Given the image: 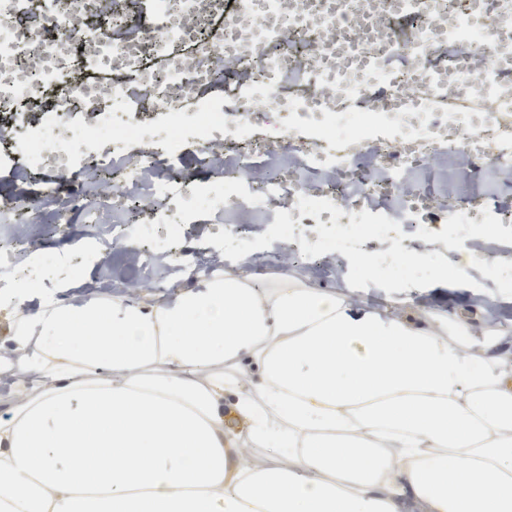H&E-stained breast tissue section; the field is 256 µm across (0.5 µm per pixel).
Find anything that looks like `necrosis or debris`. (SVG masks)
Instances as JSON below:
<instances>
[{
	"label": "necrosis or debris",
	"instance_id": "1",
	"mask_svg": "<svg viewBox=\"0 0 512 512\" xmlns=\"http://www.w3.org/2000/svg\"><path fill=\"white\" fill-rule=\"evenodd\" d=\"M58 2L27 14L0 0V170L21 155L70 171L41 195L57 221L124 212L109 241L139 237L177 280L197 271L182 246L200 210L230 205L266 210L301 265L428 224L452 240L512 233L511 207L475 218L418 180L450 150L512 179V0H418L407 13L394 0H144L135 14L127 0ZM268 113L274 133L254 137ZM298 134L294 166H278ZM190 142L213 181L170 175ZM109 169L124 190L90 204L81 180Z\"/></svg>",
	"mask_w": 512,
	"mask_h": 512
}]
</instances>
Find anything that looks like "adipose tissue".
Here are the masks:
<instances>
[{"label":"adipose tissue","mask_w":512,"mask_h":512,"mask_svg":"<svg viewBox=\"0 0 512 512\" xmlns=\"http://www.w3.org/2000/svg\"><path fill=\"white\" fill-rule=\"evenodd\" d=\"M314 280L39 307L0 356V512H512L495 298L473 301L480 340Z\"/></svg>","instance_id":"obj_1"}]
</instances>
